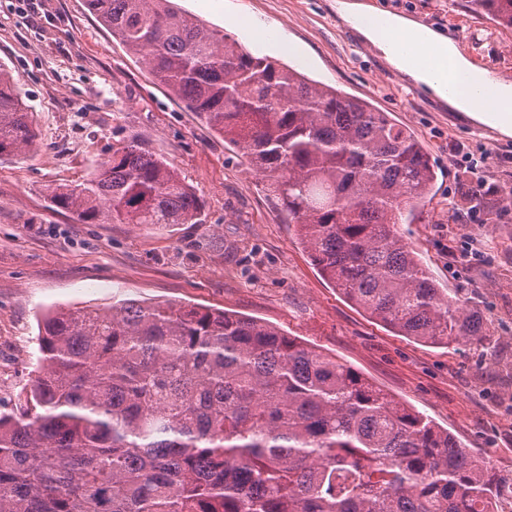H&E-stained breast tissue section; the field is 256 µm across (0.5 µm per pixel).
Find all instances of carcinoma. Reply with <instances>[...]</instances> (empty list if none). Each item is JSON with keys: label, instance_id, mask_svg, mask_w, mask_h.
Listing matches in <instances>:
<instances>
[{"label": "carcinoma", "instance_id": "cac0c4a2", "mask_svg": "<svg viewBox=\"0 0 512 512\" xmlns=\"http://www.w3.org/2000/svg\"><path fill=\"white\" fill-rule=\"evenodd\" d=\"M512 28V0H473ZM154 78L250 167L321 276L435 347L481 345L397 233L436 180L414 135L366 102L246 51L174 0H86ZM35 133L0 67V159ZM52 206L82 224H199L204 202L129 139ZM19 406L0 411V512H499L512 475L353 367L225 310L125 299L55 309Z\"/></svg>", "mask_w": 512, "mask_h": 512}]
</instances>
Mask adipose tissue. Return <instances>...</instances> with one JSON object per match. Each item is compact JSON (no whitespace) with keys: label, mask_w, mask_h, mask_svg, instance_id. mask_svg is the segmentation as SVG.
<instances>
[{"label":"adipose tissue","mask_w":512,"mask_h":512,"mask_svg":"<svg viewBox=\"0 0 512 512\" xmlns=\"http://www.w3.org/2000/svg\"><path fill=\"white\" fill-rule=\"evenodd\" d=\"M336 8L344 20L364 39L375 45L386 61L409 80L433 96L445 100L455 111L465 113L478 123L512 137V82L491 70L473 64L459 50L455 40L444 33L411 19L374 9L360 0H337ZM423 36L426 47L448 58L456 69L468 74L476 86L490 89L484 104L475 103L467 93L446 94L442 70L408 60L398 49L402 37Z\"/></svg>","instance_id":"obj_1"}]
</instances>
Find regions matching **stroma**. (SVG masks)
Masks as SVG:
<instances>
[{
  "label": "stroma",
  "mask_w": 512,
  "mask_h": 512,
  "mask_svg": "<svg viewBox=\"0 0 512 512\" xmlns=\"http://www.w3.org/2000/svg\"><path fill=\"white\" fill-rule=\"evenodd\" d=\"M252 54L370 103L422 144L428 201L397 231L439 287L474 306L484 346L433 347L367 317L323 279L287 213L247 164L157 83L85 0H0V66L37 138L0 160V408L18 402L39 356L37 321L123 299L224 309L279 327L352 365L395 400L512 473V137L412 85L336 10V0H176ZM456 39L512 82V29L472 0H364ZM147 141L205 202L203 221L81 224L51 184L89 178L113 147Z\"/></svg>",
  "instance_id": "1"
}]
</instances>
